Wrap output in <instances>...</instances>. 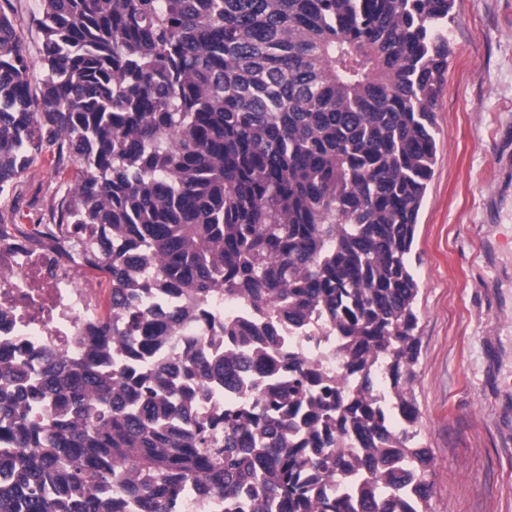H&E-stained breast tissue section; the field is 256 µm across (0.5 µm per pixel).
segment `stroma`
Here are the masks:
<instances>
[{"mask_svg":"<svg viewBox=\"0 0 512 512\" xmlns=\"http://www.w3.org/2000/svg\"><path fill=\"white\" fill-rule=\"evenodd\" d=\"M32 68L40 0H11ZM437 156L413 273L418 443L431 512H512V0H453ZM74 164L45 153L0 196V224H46Z\"/></svg>","mask_w":512,"mask_h":512,"instance_id":"obj_1","label":"stroma"}]
</instances>
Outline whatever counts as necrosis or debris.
<instances>
[{"mask_svg": "<svg viewBox=\"0 0 512 512\" xmlns=\"http://www.w3.org/2000/svg\"><path fill=\"white\" fill-rule=\"evenodd\" d=\"M44 230V225L34 224L29 237L0 240V345L34 357L50 347L70 351L71 337L86 333L100 311L96 288L76 280L74 263L31 246V239ZM228 319L251 322L255 316L244 303L218 295L204 306L186 336L214 339ZM280 334L285 352L318 361L329 378L345 377L335 331L323 330L315 320L282 328Z\"/></svg>", "mask_w": 512, "mask_h": 512, "instance_id": "necrosis-or-debris-1", "label": "necrosis or debris"}]
</instances>
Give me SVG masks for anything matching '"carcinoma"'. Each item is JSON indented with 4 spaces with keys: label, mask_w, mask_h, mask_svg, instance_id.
Wrapping results in <instances>:
<instances>
[{
    "label": "carcinoma",
    "mask_w": 512,
    "mask_h": 512,
    "mask_svg": "<svg viewBox=\"0 0 512 512\" xmlns=\"http://www.w3.org/2000/svg\"><path fill=\"white\" fill-rule=\"evenodd\" d=\"M451 7L42 0L37 79L0 4V195L67 153L75 183L38 244L82 225L77 263L110 283L76 353L0 349V512H181L187 487L221 512H430V454L377 407L374 366L415 423L412 254ZM143 290L184 304L159 315ZM217 294L260 317L224 322L236 352L139 365ZM317 314L356 385L282 356V324ZM114 345L126 363L106 369ZM246 381L250 407L197 418Z\"/></svg>",
    "instance_id": "obj_1"
}]
</instances>
